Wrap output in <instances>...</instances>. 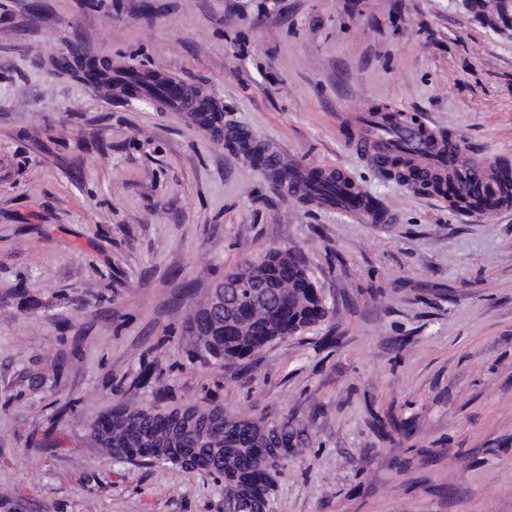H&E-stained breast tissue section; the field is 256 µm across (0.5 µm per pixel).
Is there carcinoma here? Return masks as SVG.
I'll return each mask as SVG.
<instances>
[{
  "instance_id": "carcinoma-1",
  "label": "carcinoma",
  "mask_w": 512,
  "mask_h": 512,
  "mask_svg": "<svg viewBox=\"0 0 512 512\" xmlns=\"http://www.w3.org/2000/svg\"><path fill=\"white\" fill-rule=\"evenodd\" d=\"M58 66L82 78L103 71L88 61L72 68L63 58ZM271 249L264 262L251 267L265 281L267 298L245 302L234 323L219 313L198 308L185 327L194 354L205 362L234 367L276 340L310 330L328 316L325 299L312 291L315 283L302 256L288 266ZM106 421L89 430V438L116 461L143 458L183 471H202L224 482L233 512H267L272 490L271 470L295 446L297 432L288 418L261 424L224 411L216 404L182 403L165 410L118 405Z\"/></svg>"
}]
</instances>
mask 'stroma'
<instances>
[{
    "mask_svg": "<svg viewBox=\"0 0 512 512\" xmlns=\"http://www.w3.org/2000/svg\"><path fill=\"white\" fill-rule=\"evenodd\" d=\"M61 57L180 77L224 126ZM391 109L512 157V0H0V512H226L212 476L87 436L187 402L297 429L269 512H512V214L356 155L353 115ZM255 146L396 222L289 198ZM281 247L325 322L246 376L192 357L188 315Z\"/></svg>",
    "mask_w": 512,
    "mask_h": 512,
    "instance_id": "35a3bbf8",
    "label": "stroma"
}]
</instances>
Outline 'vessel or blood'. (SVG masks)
<instances>
[{
  "label": "vessel or blood",
  "instance_id": "b4317fda",
  "mask_svg": "<svg viewBox=\"0 0 512 512\" xmlns=\"http://www.w3.org/2000/svg\"><path fill=\"white\" fill-rule=\"evenodd\" d=\"M169 83L171 107L194 114L207 111L206 102L184 80L173 77ZM358 126L352 147L373 166L385 168L401 153L409 159L407 183L429 187L438 195L452 185L459 197L481 196L498 210L512 209V163L475 157L456 137L408 120L398 111L368 113L359 119ZM257 166L279 174L278 186L289 198L312 199L319 206L339 209L365 222H386L393 217L342 168L287 163L280 155L268 152L261 153ZM317 179L339 185L340 194L313 196L311 186Z\"/></svg>",
  "mask_w": 512,
  "mask_h": 512
}]
</instances>
